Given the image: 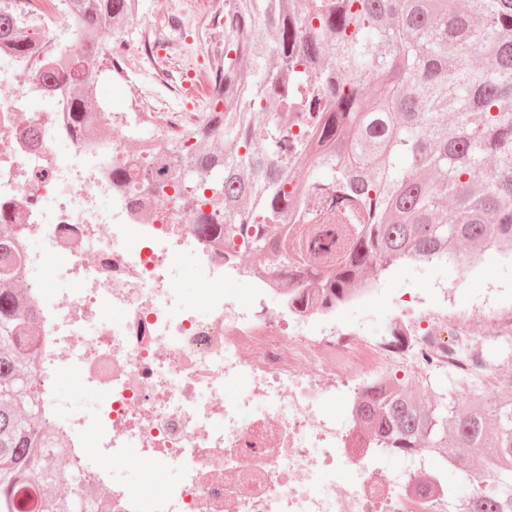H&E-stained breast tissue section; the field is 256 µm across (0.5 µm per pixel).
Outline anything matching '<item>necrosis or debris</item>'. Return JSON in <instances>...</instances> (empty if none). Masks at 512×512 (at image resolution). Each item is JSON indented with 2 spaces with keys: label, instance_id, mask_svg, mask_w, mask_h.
Here are the masks:
<instances>
[{
  "label": "necrosis or debris",
  "instance_id": "1",
  "mask_svg": "<svg viewBox=\"0 0 512 512\" xmlns=\"http://www.w3.org/2000/svg\"><path fill=\"white\" fill-rule=\"evenodd\" d=\"M185 47L163 21L142 43L154 82L174 94L175 130L186 90L211 94ZM23 65L0 49V213L17 227L38 327L34 374L78 492L101 491L109 512H461L425 453L402 473L380 470L384 451L360 429L356 403L368 386L419 367L425 351L439 371L486 372V349L512 343L502 312L451 307L448 287L401 299L391 327L404 342L386 347L344 321L346 306L375 303L374 286L342 304L295 306L270 272L199 237L184 208L113 186L112 157L128 149L111 113H88L94 133L76 136L67 97L24 79ZM147 206L154 221L143 219ZM182 264L208 284L206 313L176 298L170 272ZM227 283L246 284L245 297L226 295ZM65 371L99 391L95 415L58 391ZM131 457L180 477L135 489L113 469ZM339 470L345 482L323 483Z\"/></svg>",
  "mask_w": 512,
  "mask_h": 512
}]
</instances>
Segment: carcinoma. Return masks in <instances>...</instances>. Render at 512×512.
<instances>
[{
  "instance_id": "obj_1",
  "label": "carcinoma",
  "mask_w": 512,
  "mask_h": 512,
  "mask_svg": "<svg viewBox=\"0 0 512 512\" xmlns=\"http://www.w3.org/2000/svg\"><path fill=\"white\" fill-rule=\"evenodd\" d=\"M61 2L77 38L44 39L38 15L0 0V42L27 78L69 97L81 133L100 108L96 68L120 45L102 51L99 34L121 30L139 0ZM222 27L208 67L224 110L146 159L112 157V183L131 186L137 163L196 234L324 300L407 259L512 246V0H233ZM14 228L0 215V512L31 491L38 512L76 500L102 512L89 495L48 494L71 472L40 414ZM358 415L394 454L467 449L458 466L487 472L491 488L462 498L465 512H512V375L487 387L455 376L425 396L375 384Z\"/></svg>"
}]
</instances>
